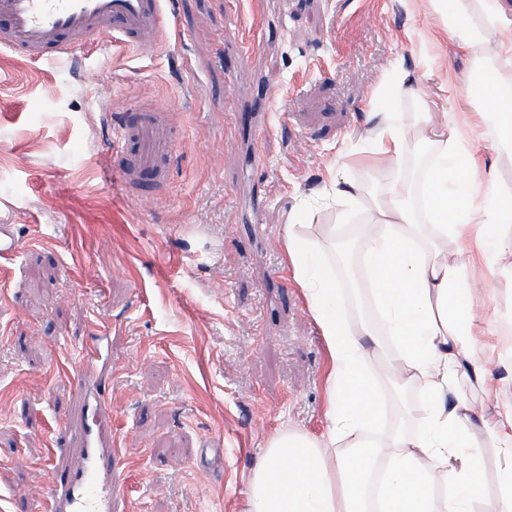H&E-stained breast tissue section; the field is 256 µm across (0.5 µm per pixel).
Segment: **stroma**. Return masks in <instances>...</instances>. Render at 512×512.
I'll return each instance as SVG.
<instances>
[{
    "instance_id": "35a3bbf8",
    "label": "stroma",
    "mask_w": 512,
    "mask_h": 512,
    "mask_svg": "<svg viewBox=\"0 0 512 512\" xmlns=\"http://www.w3.org/2000/svg\"><path fill=\"white\" fill-rule=\"evenodd\" d=\"M167 40L108 47L28 66L0 51V224L18 253L0 260V496L39 512L44 465L77 415L76 361L109 325L102 414L121 491L112 512H247L249 481L269 441L319 440L329 420L331 360L287 252V226L321 246L339 307L353 323L374 202L388 185L424 181L432 134L467 112L478 166L512 190L475 85L481 54L448 36L432 0H166ZM259 44L240 65L244 33ZM422 95L394 102L408 138L399 163L372 150L394 73ZM147 101L176 129L166 190L126 193L106 173L112 115ZM250 122H243V115ZM343 180L355 204L329 193ZM483 410L512 403V279L471 262ZM384 416L378 438L413 434L425 416L398 358L372 364Z\"/></svg>"
}]
</instances>
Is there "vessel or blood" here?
<instances>
[{"instance_id": "vessel-or-blood-1", "label": "vessel or blood", "mask_w": 512, "mask_h": 512, "mask_svg": "<svg viewBox=\"0 0 512 512\" xmlns=\"http://www.w3.org/2000/svg\"><path fill=\"white\" fill-rule=\"evenodd\" d=\"M164 0H0V49L47 62L76 48H93L109 33L113 45L159 47L165 32ZM175 135L168 116L140 103L113 130L107 173L123 190H139L144 178L163 188L170 175ZM83 464L58 467L42 512H112V453L101 430L84 426Z\"/></svg>"}]
</instances>
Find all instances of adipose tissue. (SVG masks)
Masks as SVG:
<instances>
[{
    "label": "adipose tissue",
    "mask_w": 512,
    "mask_h": 512,
    "mask_svg": "<svg viewBox=\"0 0 512 512\" xmlns=\"http://www.w3.org/2000/svg\"><path fill=\"white\" fill-rule=\"evenodd\" d=\"M448 32L467 51L488 43L506 22L502 0H438ZM499 67L484 72L481 93L486 120L501 151L512 154V45L498 55ZM421 194L432 216L418 224L406 199L412 189L393 182L377 207L381 231L368 241L366 267L374 284L381 330L354 327L342 315L336 287L318 249L289 232L287 249L307 293L332 360L329 429L323 440L299 432L274 437L253 470L249 512H365L367 479L385 460L375 512H512V467L501 470L497 491L487 496L480 479L483 460L471 448L474 431L512 457V404L485 415L458 393L459 381L486 382L475 357L476 315L466 269L439 257L441 241L460 238L479 222L488 267L512 250V193L504 191L495 167L471 166V129L460 114L447 119ZM391 336L404 368L426 396L420 433L373 437L381 414L368 363L384 358L379 331ZM347 452L335 455L336 443Z\"/></svg>",
    "instance_id": "obj_1"
}]
</instances>
